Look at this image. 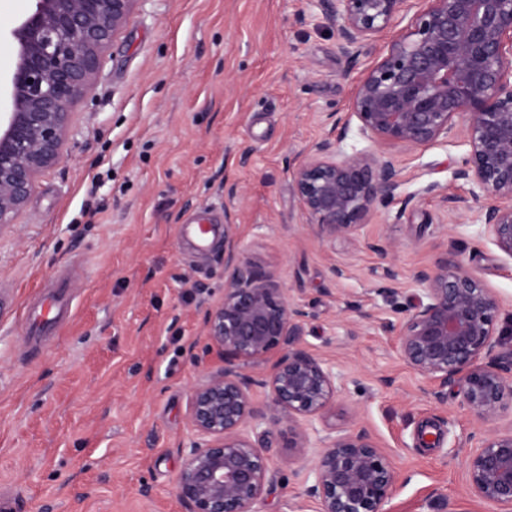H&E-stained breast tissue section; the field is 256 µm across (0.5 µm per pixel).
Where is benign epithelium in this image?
<instances>
[{
	"instance_id": "benign-epithelium-1",
	"label": "benign epithelium",
	"mask_w": 512,
	"mask_h": 512,
	"mask_svg": "<svg viewBox=\"0 0 512 512\" xmlns=\"http://www.w3.org/2000/svg\"><path fill=\"white\" fill-rule=\"evenodd\" d=\"M10 32L17 53L6 79L11 99L0 127V229L14 223L39 176L64 156L71 108L94 87L111 39L138 0H33ZM336 28L338 49L355 61L394 27L399 32L360 77L349 111L372 147L345 154L325 138L292 170L300 210L322 238L357 237L376 205L401 186L392 148L425 149L460 130L467 158L455 176L469 197L439 189L450 219L473 215L479 236L512 258V0H309ZM224 297L208 306V349L224 364L191 387L187 418L195 435L183 450L176 493L185 512H258L271 461L247 430L286 421L290 448L317 449L305 491L316 512H382L400 474L362 429L321 435L340 383L302 347L304 311L271 274L224 245ZM423 299L396 324L402 359L437 384L460 385L477 421L512 413V350L497 333L498 296L464 262L442 255L414 270ZM276 355L268 368L267 357ZM497 355L499 362L484 359ZM264 390L259 402L255 389ZM465 484L496 512H512V428L485 434L466 452Z\"/></svg>"
}]
</instances>
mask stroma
Here are the masks:
<instances>
[{
  "label": "stroma",
  "instance_id": "obj_1",
  "mask_svg": "<svg viewBox=\"0 0 512 512\" xmlns=\"http://www.w3.org/2000/svg\"><path fill=\"white\" fill-rule=\"evenodd\" d=\"M33 7L0 0L1 77L17 61L6 39ZM378 57L369 48L347 60L306 0H138L73 109L63 160L0 230V492L16 512H184L189 390L222 364L203 314L224 295V242L198 253L176 241L178 225L202 215L303 305V348L344 383L329 427L365 428L400 473L385 512H494L467 491L465 454L470 436L512 417L476 422L453 384L438 404L379 328L421 298L412 271L446 253L500 298L512 348V259L449 223L437 193L466 195L455 177L466 146L453 136L398 152L401 199L355 239L320 238L294 193L292 169ZM387 263L399 281L388 297ZM64 271L74 312L31 351L25 313ZM267 443L273 475L259 509L290 512L316 451L289 447L284 423Z\"/></svg>",
  "mask_w": 512,
  "mask_h": 512
}]
</instances>
